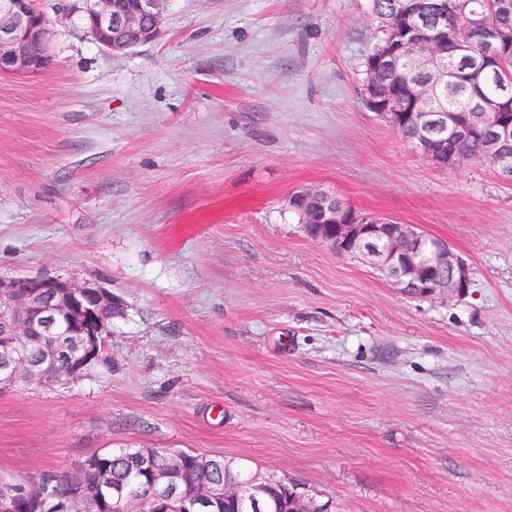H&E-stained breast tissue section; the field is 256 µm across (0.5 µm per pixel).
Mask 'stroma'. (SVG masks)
Wrapping results in <instances>:
<instances>
[{"mask_svg":"<svg viewBox=\"0 0 512 512\" xmlns=\"http://www.w3.org/2000/svg\"><path fill=\"white\" fill-rule=\"evenodd\" d=\"M36 5L48 67L0 73V276L96 279L124 315L85 376L0 391V473L177 448L332 512H512V182L368 110L372 0H168L124 54L85 0ZM302 188L444 240L467 294L312 240Z\"/></svg>","mask_w":512,"mask_h":512,"instance_id":"1","label":"stroma"}]
</instances>
